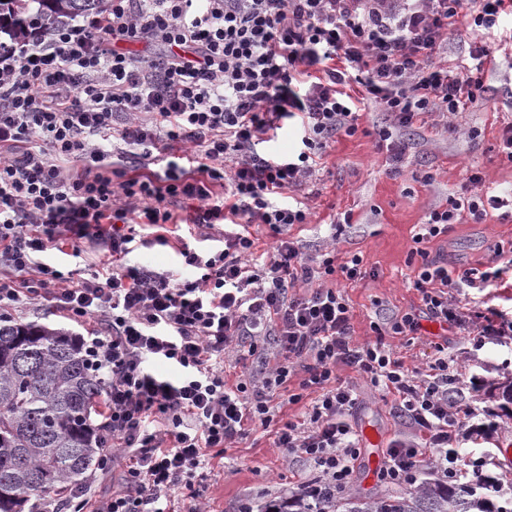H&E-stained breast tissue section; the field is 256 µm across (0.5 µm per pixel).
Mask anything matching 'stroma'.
Wrapping results in <instances>:
<instances>
[{"mask_svg": "<svg viewBox=\"0 0 512 512\" xmlns=\"http://www.w3.org/2000/svg\"><path fill=\"white\" fill-rule=\"evenodd\" d=\"M494 59L483 75L485 98L467 107L460 130L444 131L434 116L402 130L410 147L399 172H391L388 153L377 135L389 121L369 105L361 112L356 135L338 136L318 159L317 180L278 198L282 205L301 201L310 213L309 223L289 231L305 253L320 256L332 250L340 258L348 253L363 257L366 276L344 288L353 308L357 342L372 340L370 323L376 308L400 316L419 307L420 295L413 286L417 263L410 258L412 236L434 206L461 193L473 195L489 188L512 191V163L498 151L503 128L512 125V41L498 46ZM475 172L481 183L470 182ZM340 221L345 228L336 239L332 226ZM510 241L512 221L500 220L493 211L480 223L462 217L449 226L447 236L427 249L449 268L477 267L486 262L495 244ZM425 328L423 336L387 339L406 369L425 367L435 346H442L449 362L461 366L462 383L486 377L478 406L506 405L505 389L512 384V335L491 338L476 351L466 336L441 331L431 322ZM348 378L357 391V404L348 417L356 431L376 430L386 443L406 432L393 395L380 392L356 373ZM311 478L303 460L284 458L273 446L271 429L259 427L226 449L223 459L214 460L206 478L210 507L212 512H240L245 505L254 510L291 496Z\"/></svg>", "mask_w": 512, "mask_h": 512, "instance_id": "35a3bbf8", "label": "stroma"}]
</instances>
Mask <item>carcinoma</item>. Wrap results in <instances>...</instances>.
Listing matches in <instances>:
<instances>
[{
	"instance_id": "1",
	"label": "carcinoma",
	"mask_w": 512,
	"mask_h": 512,
	"mask_svg": "<svg viewBox=\"0 0 512 512\" xmlns=\"http://www.w3.org/2000/svg\"><path fill=\"white\" fill-rule=\"evenodd\" d=\"M104 0H0V49L28 38L32 19L51 26L102 7ZM104 379L81 343L62 329L0 317V512H42L104 466L95 419ZM493 512L471 492L439 482L381 497L301 492L260 512Z\"/></svg>"
}]
</instances>
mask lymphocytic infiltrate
Returning a JSON list of instances; mask_svg holds the SVG:
<instances>
[{"label": "lymphocytic infiltrate", "instance_id": "obj_1", "mask_svg": "<svg viewBox=\"0 0 512 512\" xmlns=\"http://www.w3.org/2000/svg\"><path fill=\"white\" fill-rule=\"evenodd\" d=\"M509 20L512 0H109L105 11L32 27L27 42L0 49V312L38 302L88 325L82 346L108 381L104 439L121 488L80 500V512H162L159 497L172 490L201 512L208 488L197 474L248 425L272 427L273 397L296 374L289 402L307 389L319 396L306 422L274 427V444L313 467L318 486L344 492L361 457L344 367L396 393L411 430L386 448L383 485L415 482L428 465L444 483L466 475L503 489L488 470L493 450H464L491 426L447 358H434L429 374L411 372L386 339L417 335L424 318L463 331L478 350L504 335L458 298L512 273V249L494 247L485 270L452 272L425 245L465 212L512 219V195H462L432 209L413 236L423 317H378L363 344L347 299L328 285L363 279L362 257L305 255L288 229L306 223V211L272 196L312 182L318 157L357 132L360 104L409 128L420 115L454 117L477 103L492 37ZM462 22L473 37L453 74L435 54ZM295 116L299 153L263 151ZM128 153L138 169L124 167ZM159 153L168 159L161 174L152 169ZM178 203L193 224L220 228L217 245L178 248V272L126 265L132 243L167 244ZM253 223L273 240L262 256ZM137 224L156 228L155 238H137ZM64 244L76 257L103 249L100 269L72 282L43 259ZM232 353L253 358L258 373L227 384ZM157 362L172 375L154 374Z\"/></svg>", "mask_w": 512, "mask_h": 512}]
</instances>
